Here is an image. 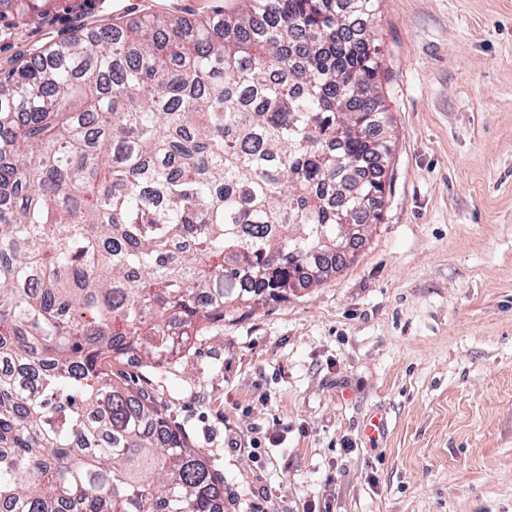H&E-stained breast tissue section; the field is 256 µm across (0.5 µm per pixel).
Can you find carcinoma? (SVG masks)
Returning <instances> with one entry per match:
<instances>
[{"label": "carcinoma", "mask_w": 512, "mask_h": 512, "mask_svg": "<svg viewBox=\"0 0 512 512\" xmlns=\"http://www.w3.org/2000/svg\"><path fill=\"white\" fill-rule=\"evenodd\" d=\"M376 0L77 31L0 77V507L219 512L143 389L205 323L349 264L391 140Z\"/></svg>", "instance_id": "obj_1"}]
</instances>
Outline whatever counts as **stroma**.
I'll return each instance as SVG.
<instances>
[{"label":"stroma","mask_w":512,"mask_h":512,"mask_svg":"<svg viewBox=\"0 0 512 512\" xmlns=\"http://www.w3.org/2000/svg\"><path fill=\"white\" fill-rule=\"evenodd\" d=\"M224 0L0 8V72L78 30ZM391 189L354 261L124 364L224 478V512H512V0H378ZM383 414L377 438L367 420Z\"/></svg>","instance_id":"35a3bbf8"}]
</instances>
